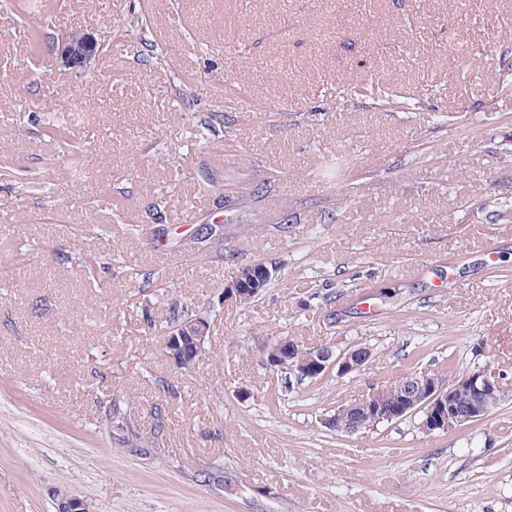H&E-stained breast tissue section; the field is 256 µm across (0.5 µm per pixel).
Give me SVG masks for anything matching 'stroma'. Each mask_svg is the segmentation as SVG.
Segmentation results:
<instances>
[{
	"label": "stroma",
	"instance_id": "stroma-1",
	"mask_svg": "<svg viewBox=\"0 0 512 512\" xmlns=\"http://www.w3.org/2000/svg\"><path fill=\"white\" fill-rule=\"evenodd\" d=\"M134 19L144 35L120 36ZM31 21L38 50L0 7V512H55L60 489L94 512H512V0H38ZM80 30L120 48L75 74L51 44ZM66 118L76 172L43 136ZM340 153L344 181L320 182ZM242 175L264 186L243 205ZM200 224L235 260L183 250ZM79 252L111 254L97 287ZM254 262L270 287L223 303ZM176 302L211 325L189 370L160 341ZM284 338L372 356L302 381L267 362ZM478 366L503 393L460 429L323 424ZM115 395L143 436L165 421L148 456L103 427Z\"/></svg>",
	"mask_w": 512,
	"mask_h": 512
}]
</instances>
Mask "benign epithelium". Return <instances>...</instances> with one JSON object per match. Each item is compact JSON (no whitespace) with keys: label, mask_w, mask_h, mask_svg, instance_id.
Here are the masks:
<instances>
[{"label":"benign epithelium","mask_w":512,"mask_h":512,"mask_svg":"<svg viewBox=\"0 0 512 512\" xmlns=\"http://www.w3.org/2000/svg\"><path fill=\"white\" fill-rule=\"evenodd\" d=\"M104 42L90 32H71L61 37L52 53L69 70H82L103 56ZM271 270L263 266L249 273L234 272L224 282L223 301L238 304L247 294L257 292L255 286L270 279ZM250 282L252 288H243ZM210 334L206 317L186 323L169 333L163 342L169 359L182 367L190 363L193 351L202 348ZM370 356V349L355 346L339 354L324 348L304 350L289 340L278 341L269 348L268 364L275 370L301 379H317L337 370L349 374L361 369ZM499 378L483 368L469 370L450 381L432 373L415 372L397 386V394L373 391L362 398L341 404L323 419L326 428L338 433L355 434L385 422L421 414L420 429L426 433L448 432L482 420L492 409L490 400H499ZM56 512H92L91 504L67 490L55 495Z\"/></svg>","instance_id":"obj_1"}]
</instances>
